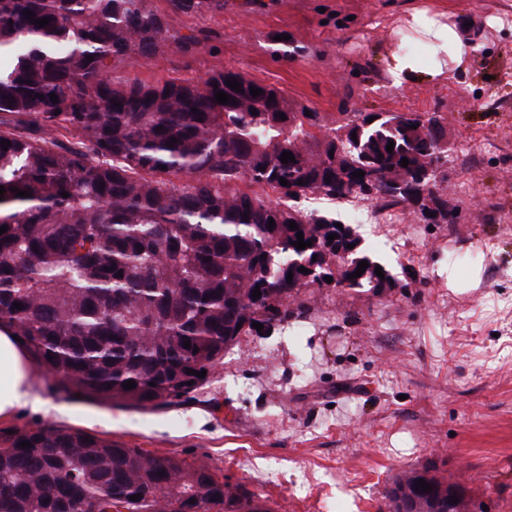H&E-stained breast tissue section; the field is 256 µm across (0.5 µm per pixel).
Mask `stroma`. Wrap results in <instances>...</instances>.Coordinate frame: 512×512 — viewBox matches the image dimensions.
Masks as SVG:
<instances>
[{
  "instance_id": "35a3bbf8",
  "label": "stroma",
  "mask_w": 512,
  "mask_h": 512,
  "mask_svg": "<svg viewBox=\"0 0 512 512\" xmlns=\"http://www.w3.org/2000/svg\"><path fill=\"white\" fill-rule=\"evenodd\" d=\"M472 50L443 76L391 84L395 52L430 49L411 9ZM210 32L130 74L200 79L232 69L283 91L324 125L347 112H420L445 128L439 191L456 223L404 212L363 222L383 288L300 289L288 319L240 337L183 403L136 411L61 401L56 424L204 461L277 512H379L405 475L433 467L464 512L512 506V0H224L179 20Z\"/></svg>"
}]
</instances>
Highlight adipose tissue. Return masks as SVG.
Returning <instances> with one entry per match:
<instances>
[{
    "instance_id": "1",
    "label": "adipose tissue",
    "mask_w": 512,
    "mask_h": 512,
    "mask_svg": "<svg viewBox=\"0 0 512 512\" xmlns=\"http://www.w3.org/2000/svg\"><path fill=\"white\" fill-rule=\"evenodd\" d=\"M410 24L428 44L432 56L425 66L413 55H392L388 76L394 85L441 76L448 62H461L469 52L468 42L454 28L426 12L412 11ZM21 409L48 415L57 412L58 407L40 391L26 350L4 327L0 329V420L13 417Z\"/></svg>"
}]
</instances>
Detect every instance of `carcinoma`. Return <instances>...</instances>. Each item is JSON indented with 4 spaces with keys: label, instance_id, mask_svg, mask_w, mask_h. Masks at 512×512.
<instances>
[{
    "label": "carcinoma",
    "instance_id": "carcinoma-1",
    "mask_svg": "<svg viewBox=\"0 0 512 512\" xmlns=\"http://www.w3.org/2000/svg\"><path fill=\"white\" fill-rule=\"evenodd\" d=\"M166 2L161 11L154 0H0V54L17 49L0 68V141L11 143L0 146V228L8 227L0 327L46 370L52 395L140 410L189 400L253 323L284 320L299 288L333 276L324 257L336 256L328 235L337 219L297 208L301 196L402 205L428 224L457 218L439 177L422 181L409 167L401 180L387 177L404 158L445 153L442 127L425 128L417 112L379 113L371 123L372 114L355 112L347 136L336 128L319 137L318 113L289 110L281 90L237 71L200 81L120 74L118 65L167 44L193 50L209 34L183 37L176 20L224 8V0ZM252 86L263 94L252 96ZM219 90L236 103L216 102ZM332 151L343 165L351 160L346 183L336 182ZM284 152L295 161L282 163ZM366 167L378 176L353 177ZM427 198L439 217L427 216ZM299 231L312 246H293ZM313 254L312 279L287 280L295 261ZM428 483L425 492L407 476L392 491L414 496L415 512H440L441 481ZM135 494L141 499L130 500ZM262 500L205 463L81 429L0 430V512H266Z\"/></svg>",
    "mask_w": 512,
    "mask_h": 512
}]
</instances>
